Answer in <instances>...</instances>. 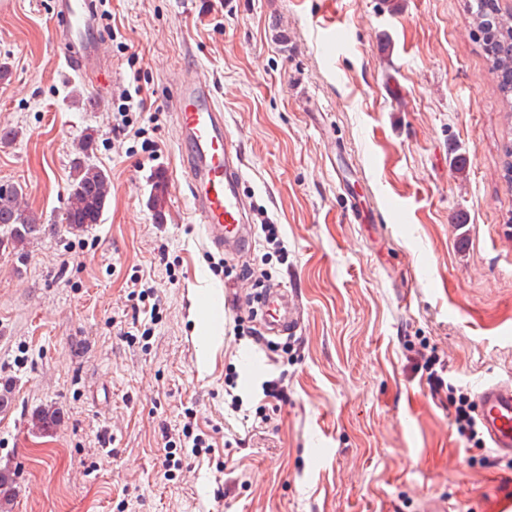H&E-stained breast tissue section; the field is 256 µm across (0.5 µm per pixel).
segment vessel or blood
Masks as SVG:
<instances>
[{
	"instance_id": "b4317fda",
	"label": "vessel or blood",
	"mask_w": 512,
	"mask_h": 512,
	"mask_svg": "<svg viewBox=\"0 0 512 512\" xmlns=\"http://www.w3.org/2000/svg\"><path fill=\"white\" fill-rule=\"evenodd\" d=\"M55 16L52 36L67 68L88 79L98 76L106 57L95 0H55ZM171 106L192 206L208 243L219 250L245 249L252 239L250 207L242 191L245 153L209 80L195 76L175 82ZM287 296L282 288L268 293L264 322L272 334L287 335L295 328ZM475 398L492 449L512 454V383H481Z\"/></svg>"
}]
</instances>
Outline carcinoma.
I'll return each instance as SVG.
<instances>
[{"instance_id":"cac0c4a2","label":"carcinoma","mask_w":512,"mask_h":512,"mask_svg":"<svg viewBox=\"0 0 512 512\" xmlns=\"http://www.w3.org/2000/svg\"><path fill=\"white\" fill-rule=\"evenodd\" d=\"M474 17L484 36V47L504 100L512 103V17L494 8V0H474ZM111 190V180L103 170L76 160L72 181L63 213V221L71 226H89L101 221ZM22 192L15 186L0 187V224L8 225L6 238L0 239L1 249H11L18 258L25 255L24 247L40 234L42 224L21 204ZM33 426L42 433L54 430L58 419L50 410L32 416ZM15 488L14 472L0 468V508L12 501Z\"/></svg>"}]
</instances>
